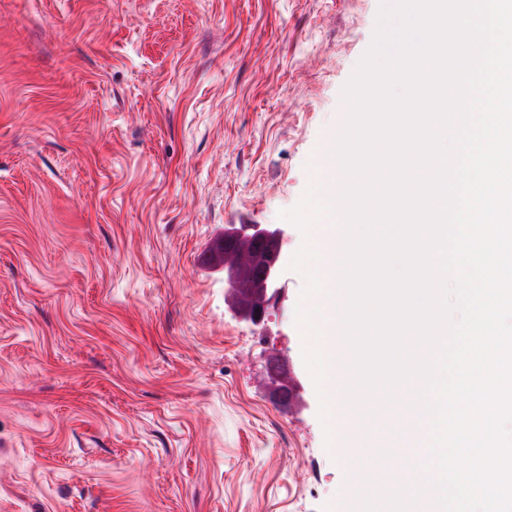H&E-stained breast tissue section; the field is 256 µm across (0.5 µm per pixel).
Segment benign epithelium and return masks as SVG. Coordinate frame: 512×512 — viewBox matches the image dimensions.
Segmentation results:
<instances>
[{"label": "benign epithelium", "instance_id": "1", "mask_svg": "<svg viewBox=\"0 0 512 512\" xmlns=\"http://www.w3.org/2000/svg\"><path fill=\"white\" fill-rule=\"evenodd\" d=\"M285 232L272 224H226L224 233L210 245L208 264L213 270L224 274L226 292L232 294L241 281L255 273L263 284L262 298L249 307L234 306L233 315L253 326L264 323L268 307L277 304L283 293V257L281 244ZM280 356L275 354L270 361V390L273 399L285 405L299 389L296 377L286 370L276 371Z\"/></svg>", "mask_w": 512, "mask_h": 512}]
</instances>
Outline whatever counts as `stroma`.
Masks as SVG:
<instances>
[{
	"instance_id": "stroma-1",
	"label": "stroma",
	"mask_w": 512,
	"mask_h": 512,
	"mask_svg": "<svg viewBox=\"0 0 512 512\" xmlns=\"http://www.w3.org/2000/svg\"><path fill=\"white\" fill-rule=\"evenodd\" d=\"M380 2L0 0V512H346L349 469L408 457L404 405L366 439L354 412L323 422L300 271L255 327L194 261L228 224L304 246L279 213ZM279 364V354L273 355L270 361V375L272 376L269 380L270 391L276 390V393L272 395L273 399L280 405H286L292 394L299 389V385L296 377L292 376L288 369L282 372L275 370Z\"/></svg>"
}]
</instances>
